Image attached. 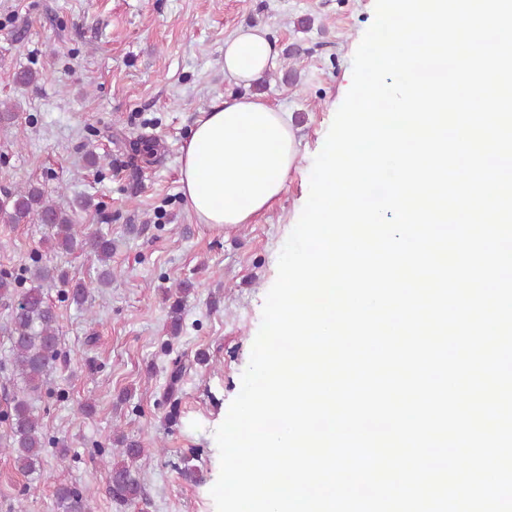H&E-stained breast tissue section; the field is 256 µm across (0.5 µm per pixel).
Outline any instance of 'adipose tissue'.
Returning <instances> with one entry per match:
<instances>
[{
	"label": "adipose tissue",
	"instance_id": "obj_1",
	"mask_svg": "<svg viewBox=\"0 0 512 512\" xmlns=\"http://www.w3.org/2000/svg\"><path fill=\"white\" fill-rule=\"evenodd\" d=\"M276 57L265 29L242 28L224 42V73L248 86ZM297 156L287 113L257 96H230L196 121L181 153V189L198 223L249 224L278 199Z\"/></svg>",
	"mask_w": 512,
	"mask_h": 512
}]
</instances>
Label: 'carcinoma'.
<instances>
[{
	"label": "carcinoma",
	"instance_id": "obj_1",
	"mask_svg": "<svg viewBox=\"0 0 512 512\" xmlns=\"http://www.w3.org/2000/svg\"><path fill=\"white\" fill-rule=\"evenodd\" d=\"M0 221L6 224H44L50 231L55 246L64 251L79 249L103 266L97 282L109 285L115 277L109 262L114 244L102 230L84 231L73 214L56 206L45 192L36 186L20 187L0 197ZM28 288L17 287L14 277L0 271V301L11 303L9 315L10 358L0 364V378L4 384L21 382V387L7 400L0 412V421L7 424L9 434L0 448L10 451L17 469L25 476H42L43 453L48 444L42 422L30 403L47 385L60 357L58 314L44 293V285L60 288L67 300L82 306L87 302L90 285L73 282L65 271L40 260L27 270ZM193 291L188 281L178 283L176 298L170 305L171 339L162 350L173 351L172 340L182 328L183 305ZM186 371L181 356L171 361L167 398L178 391ZM114 447L101 449L100 460L106 462L109 482L107 492L125 505L143 498L137 463L147 455L139 441L121 434L113 439ZM91 491L87 488L63 485L56 489L58 505L63 512H87Z\"/></svg>",
	"mask_w": 512,
	"mask_h": 512
}]
</instances>
